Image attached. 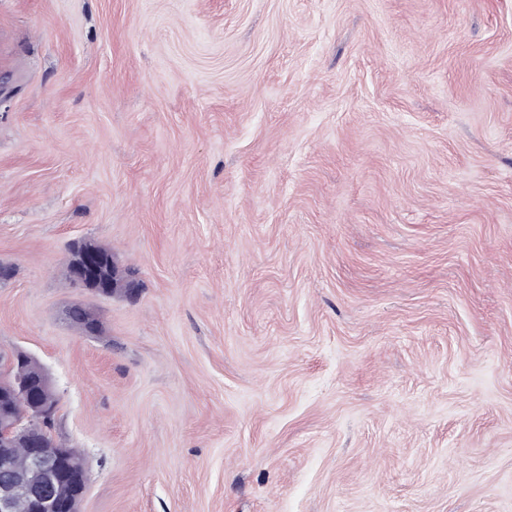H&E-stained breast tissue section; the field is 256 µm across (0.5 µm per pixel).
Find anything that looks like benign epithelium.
Here are the masks:
<instances>
[{"label":"benign epithelium","instance_id":"1","mask_svg":"<svg viewBox=\"0 0 512 512\" xmlns=\"http://www.w3.org/2000/svg\"><path fill=\"white\" fill-rule=\"evenodd\" d=\"M102 263L96 250L87 248L75 275V286L87 288L97 278ZM17 394L26 411L19 417L0 418V440L24 437L26 465L17 471L12 457L0 462V512H18L25 506L28 512H70V504L57 496L59 484L68 482L84 493L88 470L73 465L65 448H45L42 444L46 426L55 423L58 407L33 400L27 384L20 383Z\"/></svg>","mask_w":512,"mask_h":512}]
</instances>
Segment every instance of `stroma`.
<instances>
[{"mask_svg":"<svg viewBox=\"0 0 512 512\" xmlns=\"http://www.w3.org/2000/svg\"><path fill=\"white\" fill-rule=\"evenodd\" d=\"M1 261L79 512H512V0H0ZM101 268L102 263L96 250L93 247H88L84 251L81 264L77 269L75 286L78 288H89L97 278ZM67 320L82 336L93 333L103 335V324L93 309L83 302L71 304L66 310Z\"/></svg>","mask_w":512,"mask_h":512,"instance_id":"obj_1","label":"stroma"}]
</instances>
